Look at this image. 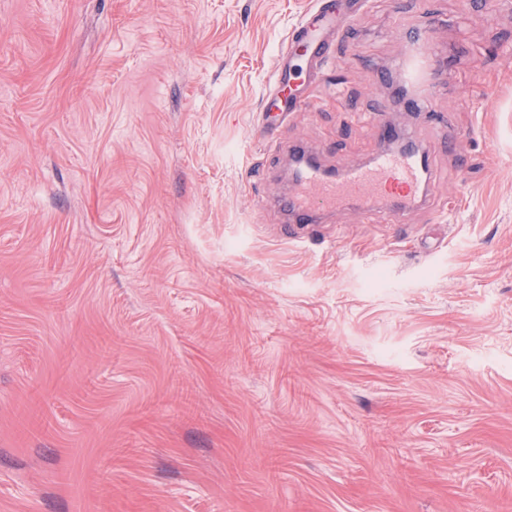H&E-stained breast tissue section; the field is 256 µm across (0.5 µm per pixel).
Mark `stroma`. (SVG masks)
<instances>
[{
	"label": "stroma",
	"mask_w": 512,
	"mask_h": 512,
	"mask_svg": "<svg viewBox=\"0 0 512 512\" xmlns=\"http://www.w3.org/2000/svg\"><path fill=\"white\" fill-rule=\"evenodd\" d=\"M313 4L0 0V512H512V0H366L262 138ZM428 16L426 207L287 224L291 147L380 154ZM432 28L426 26L413 36L406 35L409 51L400 61V68L408 83L426 84L430 88L439 85L445 75V67L428 52Z\"/></svg>",
	"instance_id": "obj_1"
}]
</instances>
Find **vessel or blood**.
Segmentation results:
<instances>
[{
  "mask_svg": "<svg viewBox=\"0 0 512 512\" xmlns=\"http://www.w3.org/2000/svg\"><path fill=\"white\" fill-rule=\"evenodd\" d=\"M364 0H352L346 15L340 16L327 0H316L308 20L290 31L288 44L278 55L274 81L263 98L258 129L269 135L295 112L306 111L321 87L311 80L306 87L295 83L292 60L297 53L314 59L316 65L330 61L334 38L340 37L356 16ZM431 27L407 36L409 51L400 68L408 83L434 88L445 75L444 66L428 51ZM431 176L429 156L425 151L386 154L376 161L347 172L339 178L325 177L308 170L295 194L279 199L278 204L292 224H318L324 212L344 204L359 207L365 223L379 220L398 224L409 207L426 201L425 184Z\"/></svg>",
  "mask_w": 512,
  "mask_h": 512,
  "instance_id": "1",
  "label": "vessel or blood"
}]
</instances>
